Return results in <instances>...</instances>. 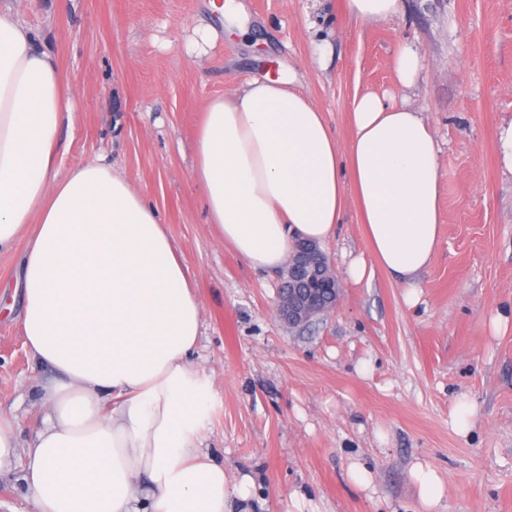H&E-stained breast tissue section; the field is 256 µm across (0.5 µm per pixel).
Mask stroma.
I'll use <instances>...</instances> for the list:
<instances>
[{
  "label": "stroma",
  "mask_w": 512,
  "mask_h": 512,
  "mask_svg": "<svg viewBox=\"0 0 512 512\" xmlns=\"http://www.w3.org/2000/svg\"><path fill=\"white\" fill-rule=\"evenodd\" d=\"M208 0H19L20 21L56 58L73 106L58 132L61 171L112 166L154 204L204 307L192 361L213 376L204 435L228 487L250 476L232 512H512V174L497 134L512 122V0H404L402 14L363 23L343 0H242L258 35L227 32ZM216 43L192 52L198 26ZM422 68L410 92L391 60L401 43ZM293 79L340 143L355 96L407 98L440 147L441 235L420 300L384 273L353 283L367 254L354 206L324 250L340 283L334 310L306 328L277 316L279 274L245 265L205 222L193 141L211 97L253 77ZM54 378L33 368L16 316L0 317V412L19 442L42 425ZM476 407L457 433L460 398ZM371 483L356 485L352 464ZM25 451L0 464V512H37ZM444 497L424 507L414 465Z\"/></svg>",
  "instance_id": "35a3bbf8"
}]
</instances>
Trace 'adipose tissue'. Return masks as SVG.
Here are the masks:
<instances>
[{
	"label": "adipose tissue",
	"instance_id": "ef3b65f1",
	"mask_svg": "<svg viewBox=\"0 0 512 512\" xmlns=\"http://www.w3.org/2000/svg\"><path fill=\"white\" fill-rule=\"evenodd\" d=\"M73 120L55 57L0 9V254L19 237V328L53 369L45 425L26 443L38 512H229L224 464L202 438L212 382L191 361L203 306L156 208L121 173L60 172ZM340 144L324 112L286 80L254 78L203 107L192 178L207 222L253 268L292 242L336 235L354 201L370 259L419 300L440 224L439 145L424 112L356 99Z\"/></svg>",
	"mask_w": 512,
	"mask_h": 512
}]
</instances>
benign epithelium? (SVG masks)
<instances>
[{
	"label": "benign epithelium",
	"instance_id": "benign-epithelium-1",
	"mask_svg": "<svg viewBox=\"0 0 512 512\" xmlns=\"http://www.w3.org/2000/svg\"><path fill=\"white\" fill-rule=\"evenodd\" d=\"M279 316L291 328H303L336 306L339 283L329 268L326 253L305 243L292 252L282 274Z\"/></svg>",
	"mask_w": 512,
	"mask_h": 512
}]
</instances>
